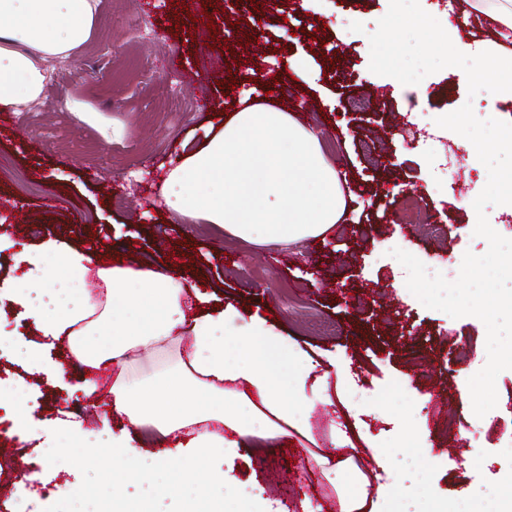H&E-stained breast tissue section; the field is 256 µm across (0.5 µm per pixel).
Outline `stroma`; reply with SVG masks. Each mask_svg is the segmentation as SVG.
<instances>
[{"mask_svg": "<svg viewBox=\"0 0 512 512\" xmlns=\"http://www.w3.org/2000/svg\"><path fill=\"white\" fill-rule=\"evenodd\" d=\"M212 2L99 0L92 38L54 62L41 101L20 116L0 113V292L17 276L20 252L49 243L78 251L95 238L98 267L131 258L180 279L202 278L213 304L233 301L266 315L322 368L343 367L345 401L313 416L312 440L293 432L257 453L240 449L223 464L231 481L258 483L288 512H303L306 497L334 512L341 481L313 462L334 453L367 475L380 460L397 471L402 484L394 492L406 512H414L418 491L430 506L445 507L499 486L512 471V458L499 452L512 441V369L496 378V408L476 417L463 396L478 368L454 356L464 344L485 346V325L425 308L397 284L400 264L388 254L398 247L430 266L488 249L474 234L472 206L486 184L483 164L452 135L461 178L432 186L426 139L435 118L467 102L478 118L512 123V105L486 91L469 96L464 81L467 48L490 39L487 22L470 20L464 45L454 48L435 38L444 16L412 31L395 0H298L255 37L238 0H226L214 28L200 29L196 19ZM378 57L384 71L373 79ZM297 59L314 66L295 69ZM131 63L141 72L132 82L123 76ZM231 74L229 95L224 78ZM270 79L276 91L268 95L262 84ZM416 85L425 99L414 110ZM245 93L313 129L345 176L347 206L325 236L256 245L213 224L186 223L166 206L163 179L184 147L202 145ZM171 95L189 101L181 118L163 107ZM354 98L369 100V111H349ZM74 102L82 113L69 111ZM411 184L423 189L416 223L402 206ZM428 219L440 221L443 242L428 237ZM0 328L7 335L0 381L24 384L28 394L24 438L12 437L6 417L0 437L11 439L17 460L38 464L25 493L30 512H60L64 489L89 485L104 492L110 512L111 476L71 458L53 424L76 422L92 443L102 427L120 428V416L96 405L112 389L111 370L92 371L64 339L49 346L43 368L31 367L19 348L43 336L7 300ZM59 367L61 383L53 378ZM90 376L98 382L91 394L83 388ZM341 425L351 440L343 448L333 444Z\"/></svg>", "mask_w": 512, "mask_h": 512, "instance_id": "35a3bbf8", "label": "stroma"}]
</instances>
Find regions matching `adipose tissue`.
<instances>
[{
    "instance_id": "adipose-tissue-1",
    "label": "adipose tissue",
    "mask_w": 512,
    "mask_h": 512,
    "mask_svg": "<svg viewBox=\"0 0 512 512\" xmlns=\"http://www.w3.org/2000/svg\"><path fill=\"white\" fill-rule=\"evenodd\" d=\"M464 16H484L495 39L476 44L469 79L497 88L512 102V59L501 46L512 43V0H463ZM98 0H0V111H22L38 102L51 71L49 61L70 57L92 36ZM166 204L185 220H202L249 241L291 243L330 231L346 207L335 168L318 136L291 113L243 98L206 142L186 151L166 176ZM25 271L10 299L44 336L67 337L73 354L93 369L112 363V407L122 415L120 431L105 430L117 476L112 512H141L121 495L130 481L156 482L157 492L186 503L187 512L205 499L210 512H286L261 486L231 483L215 462L237 455L254 439L296 431L311 434L319 405L329 403L331 382L343 373H316L308 355L276 325L244 317L229 304L201 309L198 285L151 268L114 266L98 270L106 290L103 308L73 287L69 277L86 272L83 252L45 249L36 258L22 252ZM191 336L185 359L154 383L138 380L127 364L139 348L159 347ZM152 423L161 441L175 439L152 458L130 450L132 434ZM352 460L338 462L345 478L340 512H361L368 494L403 512L388 484L350 478Z\"/></svg>"
}]
</instances>
